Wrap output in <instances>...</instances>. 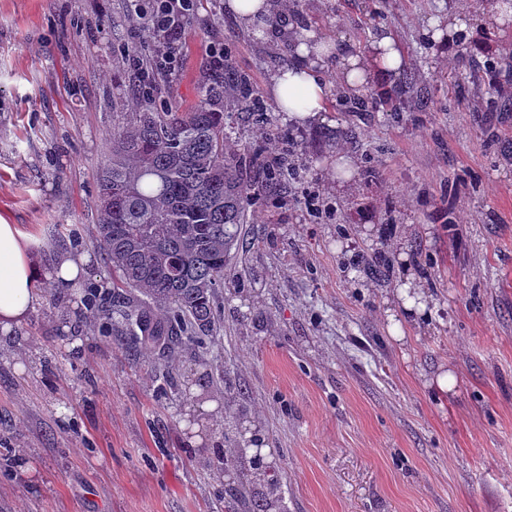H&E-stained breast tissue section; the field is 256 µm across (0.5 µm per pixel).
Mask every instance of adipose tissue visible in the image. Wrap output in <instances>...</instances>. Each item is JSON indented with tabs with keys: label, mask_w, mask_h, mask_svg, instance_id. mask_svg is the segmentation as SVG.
Instances as JSON below:
<instances>
[{
	"label": "adipose tissue",
	"mask_w": 512,
	"mask_h": 512,
	"mask_svg": "<svg viewBox=\"0 0 512 512\" xmlns=\"http://www.w3.org/2000/svg\"><path fill=\"white\" fill-rule=\"evenodd\" d=\"M321 52H310L305 43H297L295 60L281 69L275 79L274 99L288 119L307 124L325 110L326 84L318 64ZM384 75H397L404 67L402 53L391 35L370 41L365 51L342 52L339 82L348 89L364 86L373 66ZM91 274L89 258L84 254H60L50 274L60 289L74 290ZM40 272L29 251V240L14 224L0 223V333L10 334L27 320L39 297L36 282Z\"/></svg>",
	"instance_id": "obj_1"
}]
</instances>
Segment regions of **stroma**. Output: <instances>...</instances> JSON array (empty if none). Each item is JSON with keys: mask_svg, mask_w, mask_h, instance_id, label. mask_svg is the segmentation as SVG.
Masks as SVG:
<instances>
[{"mask_svg": "<svg viewBox=\"0 0 512 512\" xmlns=\"http://www.w3.org/2000/svg\"><path fill=\"white\" fill-rule=\"evenodd\" d=\"M224 2L196 0L178 71L140 82L132 0H0V221L41 271L0 338V512H512V94L485 111L463 60L433 63L424 31L453 0H303L350 51L393 32L421 102L344 111L333 55L324 117L300 126L270 92L280 37ZM214 45L263 106H228L231 146L278 154L286 132L300 169L248 212L218 348L133 353L80 303L112 296L97 173L135 96L192 107ZM61 251L95 275L56 310Z\"/></svg>", "mask_w": 512, "mask_h": 512, "instance_id": "obj_1", "label": "stroma"}]
</instances>
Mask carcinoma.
<instances>
[{
	"mask_svg": "<svg viewBox=\"0 0 512 512\" xmlns=\"http://www.w3.org/2000/svg\"><path fill=\"white\" fill-rule=\"evenodd\" d=\"M468 58L486 106L503 94V69L492 45L456 37ZM412 72L397 89L370 92L376 107L400 112L417 98ZM250 108L258 102L251 80L228 72L224 80L199 88L186 112L160 108L148 95L137 104L126 128L112 135V161L98 174L100 208L97 237L106 255L112 293L118 304L86 297L87 317L99 318L135 350L150 346L164 353L217 339V290L224 268L240 244L246 206L263 197V185L244 179L239 154L224 131V96ZM288 157L265 169L272 182L290 173ZM142 294V301L137 294Z\"/></svg>",
	"mask_w": 512,
	"mask_h": 512,
	"instance_id": "obj_1",
	"label": "carcinoma"
}]
</instances>
